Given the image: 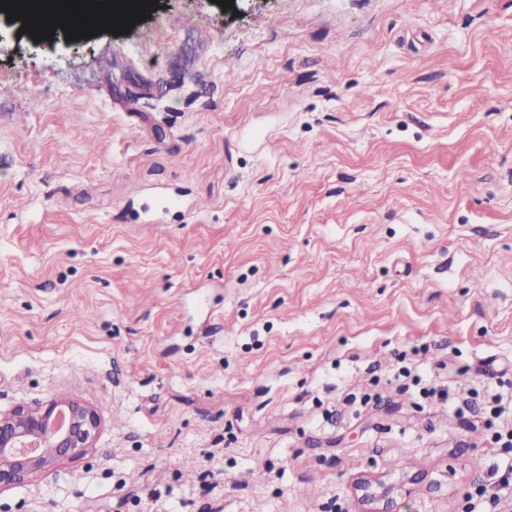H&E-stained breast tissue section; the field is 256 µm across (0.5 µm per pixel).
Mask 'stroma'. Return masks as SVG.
<instances>
[{"label": "stroma", "mask_w": 512, "mask_h": 512, "mask_svg": "<svg viewBox=\"0 0 512 512\" xmlns=\"http://www.w3.org/2000/svg\"><path fill=\"white\" fill-rule=\"evenodd\" d=\"M512 0H158L0 52V512H512ZM98 425L93 409L71 400L0 412V492L61 458L82 454Z\"/></svg>", "instance_id": "obj_1"}]
</instances>
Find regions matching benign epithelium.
<instances>
[{"label":"benign epithelium","mask_w":512,"mask_h":512,"mask_svg":"<svg viewBox=\"0 0 512 512\" xmlns=\"http://www.w3.org/2000/svg\"><path fill=\"white\" fill-rule=\"evenodd\" d=\"M98 425L94 410L71 400L0 412V491L61 458L82 454Z\"/></svg>","instance_id":"obj_1"}]
</instances>
